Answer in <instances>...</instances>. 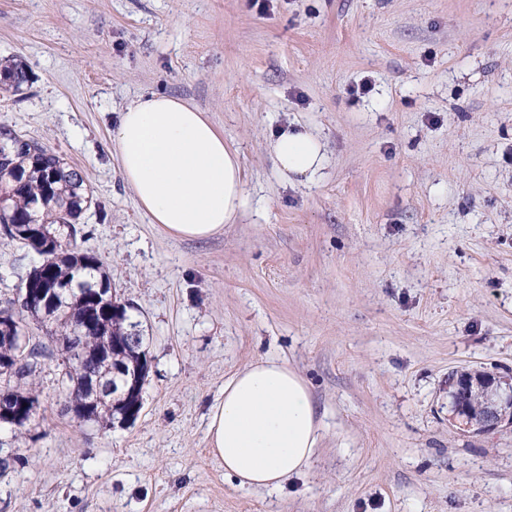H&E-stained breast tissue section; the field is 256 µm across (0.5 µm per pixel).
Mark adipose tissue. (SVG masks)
<instances>
[{
	"label": "adipose tissue",
	"mask_w": 512,
	"mask_h": 512,
	"mask_svg": "<svg viewBox=\"0 0 512 512\" xmlns=\"http://www.w3.org/2000/svg\"><path fill=\"white\" fill-rule=\"evenodd\" d=\"M123 180L151 223L203 240L235 223L247 195L237 150L187 101L162 93L126 104L112 130ZM269 151L288 183L309 184L327 163L321 136L289 126ZM309 387L287 363L260 359L224 383L211 406L208 444L239 487L276 490L304 475L318 441Z\"/></svg>",
	"instance_id": "adipose-tissue-1"
}]
</instances>
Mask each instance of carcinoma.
<instances>
[{
  "mask_svg": "<svg viewBox=\"0 0 512 512\" xmlns=\"http://www.w3.org/2000/svg\"><path fill=\"white\" fill-rule=\"evenodd\" d=\"M0 76L17 91L29 82L28 70L20 63L4 67ZM92 202L78 169L40 141L0 126V234L31 249L32 266L43 270L47 285L68 292L52 311L22 310V320L58 329L72 327L78 333L60 349L32 341L22 352L15 337L0 335V360L13 366L0 379V401L10 410L22 411L20 419L8 423L7 431L13 435L27 430L24 406L40 402L37 379L42 365L56 353L66 369L68 406L79 418L110 428L125 408L141 410L138 398L119 395L93 402L90 397L88 375L108 378L119 363L133 374L148 354L143 345L126 344L129 318L112 316V302L100 291L102 284L111 283L103 262L76 246L80 220Z\"/></svg>",
  "mask_w": 512,
  "mask_h": 512,
  "instance_id": "cac0c4a2",
  "label": "carcinoma"
}]
</instances>
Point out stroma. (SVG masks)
Listing matches in <instances>:
<instances>
[{"label":"stroma","mask_w":512,"mask_h":512,"mask_svg":"<svg viewBox=\"0 0 512 512\" xmlns=\"http://www.w3.org/2000/svg\"><path fill=\"white\" fill-rule=\"evenodd\" d=\"M0 126L37 138L93 194L101 255L147 338L136 420L63 412L62 360L31 432L0 445V512H512V425L448 421L460 367L512 380V0H0ZM368 93H358L361 84ZM197 106L238 149L247 203L205 240L150 223L111 149L151 93ZM305 125L328 162L285 182L273 132ZM28 269L0 236V307ZM307 381L319 440L282 490L237 485L209 409L248 364Z\"/></svg>","instance_id":"obj_1"}]
</instances>
